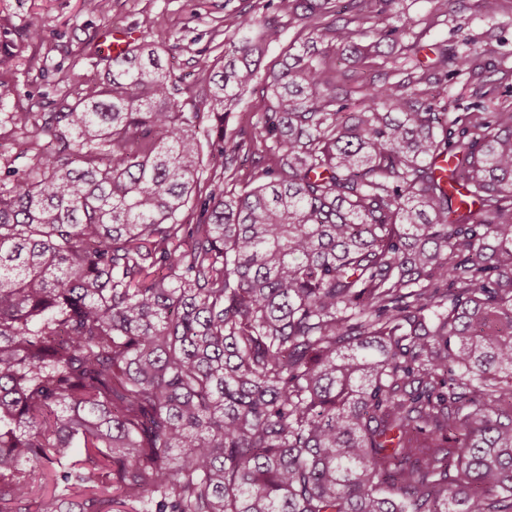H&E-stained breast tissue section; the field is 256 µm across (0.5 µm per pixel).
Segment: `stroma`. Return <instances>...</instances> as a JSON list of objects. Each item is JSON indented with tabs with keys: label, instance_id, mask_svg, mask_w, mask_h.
<instances>
[{
	"label": "stroma",
	"instance_id": "35a3bbf8",
	"mask_svg": "<svg viewBox=\"0 0 512 512\" xmlns=\"http://www.w3.org/2000/svg\"><path fill=\"white\" fill-rule=\"evenodd\" d=\"M501 5L490 16L479 0H446L442 5L437 0H402L401 10L417 25L397 44L382 43L380 56L357 64L347 45L337 42L324 45V55L338 71L380 80L412 59L430 62L433 45L471 49L484 57V82L476 86L463 76L449 81V111L464 112L480 88L491 97L512 100V0H501ZM243 18L250 21V37L268 40L261 70L278 67L299 38L300 27L277 10L274 0H0V24L22 28L38 23L43 28L41 40L0 75L16 89L0 108L15 111L32 96L51 100L59 91L74 89L83 76L106 81L108 63L99 48L100 34L107 28L135 30L142 43L155 40L157 30L166 31L181 49L163 56V64L181 77L182 96L190 98L208 74L214 46L231 38ZM413 44L418 47L414 53L409 50ZM266 103L262 83H254L227 113L228 132L249 136Z\"/></svg>",
	"mask_w": 512,
	"mask_h": 512
}]
</instances>
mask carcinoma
Masks as SVG:
<instances>
[{"instance_id":"carcinoma-1","label":"carcinoma","mask_w":512,"mask_h":512,"mask_svg":"<svg viewBox=\"0 0 512 512\" xmlns=\"http://www.w3.org/2000/svg\"><path fill=\"white\" fill-rule=\"evenodd\" d=\"M399 5L280 0L310 36L264 74L230 43L190 112L161 36L8 113L0 512H512V103L443 111L434 71L484 70L445 45L336 92L318 44L366 59ZM266 103V92L263 89V83L258 81L242 96L233 112L226 114L225 125L228 133L231 132L247 138L251 133L252 123H255L264 112Z\"/></svg>"}]
</instances>
